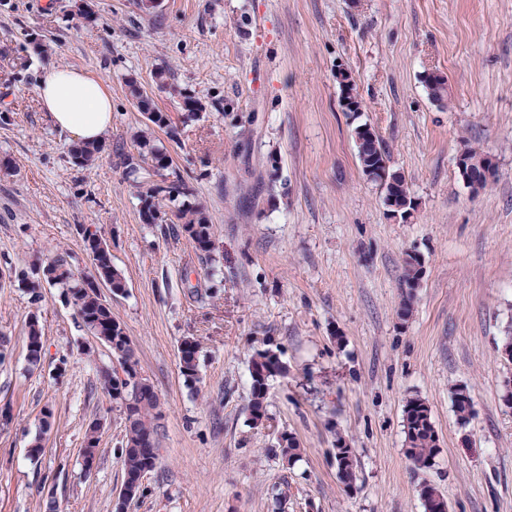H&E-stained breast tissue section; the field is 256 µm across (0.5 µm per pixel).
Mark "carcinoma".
I'll return each mask as SVG.
<instances>
[{
  "label": "carcinoma",
  "mask_w": 512,
  "mask_h": 512,
  "mask_svg": "<svg viewBox=\"0 0 512 512\" xmlns=\"http://www.w3.org/2000/svg\"><path fill=\"white\" fill-rule=\"evenodd\" d=\"M424 84L431 99L437 103L448 101L447 80L433 81L424 79ZM129 96L134 105L147 120L145 128L133 136L137 155L123 153L128 176L133 178L141 203V216L146 224L172 225L176 231L190 238L204 253L209 254L214 248L213 225L209 224L205 207L200 203H172L178 197L188 195V188L182 176L173 170L172 180L155 183L138 179L143 165H151L157 170L169 168L166 153L154 143L150 135L151 126L168 129L171 138H176L177 131L166 114L159 112L146 88L131 79L128 81ZM354 144L362 174L370 181L379 184L383 191L384 205L400 214L413 208L414 196L405 177L390 168L388 154L381 139L367 123L357 125L353 131ZM105 150V144L76 142L70 149V158L74 166L86 168L99 158ZM489 158L477 151H468L469 180L485 187L483 170ZM84 250L94 266V275L90 279L74 278L70 263L65 255L60 254L48 261L44 268L48 273L42 275L25 269H14L15 278L23 282L30 295L34 311L27 322V360L36 366L41 360L43 348L42 328L38 309L43 298L45 286L63 288V297L76 312L81 326L93 337L101 340L112 357L128 360L134 356L130 347V338L124 326L112 317V307L102 290L93 286L99 281L110 293L126 290L127 281L124 274L112 265L111 244L98 237L81 235ZM420 260L409 257L405 262L403 284L409 290L418 287L420 281ZM186 347L180 349V368L185 380L195 383L198 379L199 343L190 338L184 341ZM283 373V364L279 356L269 350H258L251 359V409L256 417L264 413L268 381L271 377ZM454 404L461 419L470 413L471 398L464 388L454 390ZM112 401L119 405L124 420V434L120 458L124 469V482L136 481L157 465L158 455L153 453L157 447L156 421L162 416V402L154 385L142 377L137 366L127 372V379L112 383ZM407 459L418 472L429 469L438 454V437L431 419L428 405L421 399L409 400L404 410ZM300 445L292 437L284 434L279 440V454L290 464L300 455ZM417 491L423 502L425 512H448V502L438 489L426 479L418 483Z\"/></svg>",
  "instance_id": "obj_1"
}]
</instances>
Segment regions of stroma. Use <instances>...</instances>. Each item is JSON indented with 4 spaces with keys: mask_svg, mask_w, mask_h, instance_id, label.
<instances>
[{
    "mask_svg": "<svg viewBox=\"0 0 512 512\" xmlns=\"http://www.w3.org/2000/svg\"><path fill=\"white\" fill-rule=\"evenodd\" d=\"M51 64L97 78L112 98L106 149L71 164L74 139L37 102ZM355 77L361 116L343 111L337 66ZM171 69L170 86L152 75ZM448 80L449 102L422 81ZM137 78L178 130L154 129L202 201L215 248L143 223L120 151L145 118ZM202 99L192 120L183 96ZM370 124L418 202L393 218L366 180L352 130ZM490 155L479 195L456 160ZM97 227L128 282L112 315L163 403L158 463L128 512H424L429 479L448 512H512V0H0V512H113L122 488L123 415L99 371L117 369L60 288L41 303L43 356L27 361L31 305L11 267L68 252L91 275L79 226ZM422 263L402 316L407 255ZM200 343L196 383L180 371L184 338ZM279 355L266 412L250 408V359ZM471 397L468 420L452 391ZM431 409L439 453L425 475L405 455L404 407ZM38 458L28 444L44 410ZM100 421L93 468L84 433ZM296 438L293 465L276 451ZM357 462L337 476V439Z\"/></svg>",
    "mask_w": 512,
    "mask_h": 512,
    "instance_id": "35a3bbf8",
    "label": "stroma"
}]
</instances>
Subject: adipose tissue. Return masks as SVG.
I'll return each mask as SVG.
<instances>
[{
	"label": "adipose tissue",
	"instance_id": "1",
	"mask_svg": "<svg viewBox=\"0 0 512 512\" xmlns=\"http://www.w3.org/2000/svg\"><path fill=\"white\" fill-rule=\"evenodd\" d=\"M42 108L55 126L77 140L95 142L112 125V100L101 83L85 72L51 65L38 88Z\"/></svg>",
	"mask_w": 512,
	"mask_h": 512
}]
</instances>
